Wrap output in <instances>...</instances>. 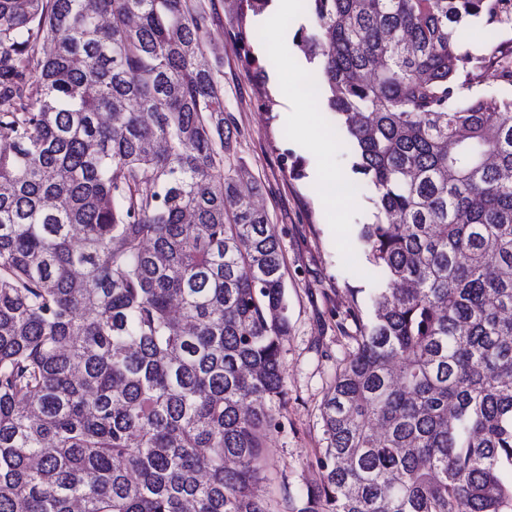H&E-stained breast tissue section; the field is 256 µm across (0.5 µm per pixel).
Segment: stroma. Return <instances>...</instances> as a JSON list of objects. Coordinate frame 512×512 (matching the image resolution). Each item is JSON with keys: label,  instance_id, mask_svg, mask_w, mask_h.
Segmentation results:
<instances>
[{"label": "stroma", "instance_id": "1", "mask_svg": "<svg viewBox=\"0 0 512 512\" xmlns=\"http://www.w3.org/2000/svg\"><path fill=\"white\" fill-rule=\"evenodd\" d=\"M196 2L210 17L207 44L219 61L216 76L233 129L230 160L257 181L256 202L276 231L288 268L289 326L280 358L284 396L272 407L282 426L267 435L261 492L273 512H292L319 480L315 461L325 446L320 404L351 349L352 291L368 285L357 229L372 220L371 193L357 187L337 196L339 221L330 223L328 189L317 174L327 165L350 177L344 133L322 88L287 100L276 86L314 71L294 41L313 26L305 6L274 33L263 16L241 14L240 0ZM310 118L328 131L332 153L306 143L302 127Z\"/></svg>", "mask_w": 512, "mask_h": 512}]
</instances>
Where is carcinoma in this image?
Segmentation results:
<instances>
[{
    "mask_svg": "<svg viewBox=\"0 0 512 512\" xmlns=\"http://www.w3.org/2000/svg\"><path fill=\"white\" fill-rule=\"evenodd\" d=\"M307 8L373 277L296 512H512V0ZM207 29L0 0V512H270L281 422L246 406L283 397L287 267Z\"/></svg>",
    "mask_w": 512,
    "mask_h": 512,
    "instance_id": "1",
    "label": "carcinoma"
}]
</instances>
